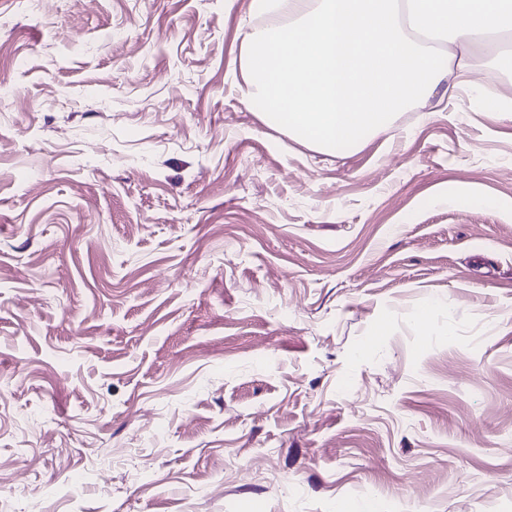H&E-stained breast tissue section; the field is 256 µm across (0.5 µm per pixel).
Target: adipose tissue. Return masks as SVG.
Masks as SVG:
<instances>
[{"instance_id":"1","label":"adipose tissue","mask_w":512,"mask_h":512,"mask_svg":"<svg viewBox=\"0 0 512 512\" xmlns=\"http://www.w3.org/2000/svg\"><path fill=\"white\" fill-rule=\"evenodd\" d=\"M288 16L245 32L246 96L321 150L358 146L415 102L443 101L483 44L512 62V0H288Z\"/></svg>"}]
</instances>
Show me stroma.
I'll use <instances>...</instances> for the list:
<instances>
[{
  "label": "stroma",
  "mask_w": 512,
  "mask_h": 512,
  "mask_svg": "<svg viewBox=\"0 0 512 512\" xmlns=\"http://www.w3.org/2000/svg\"><path fill=\"white\" fill-rule=\"evenodd\" d=\"M287 20L0 0V512H512V67L317 151Z\"/></svg>",
  "instance_id": "1"
}]
</instances>
